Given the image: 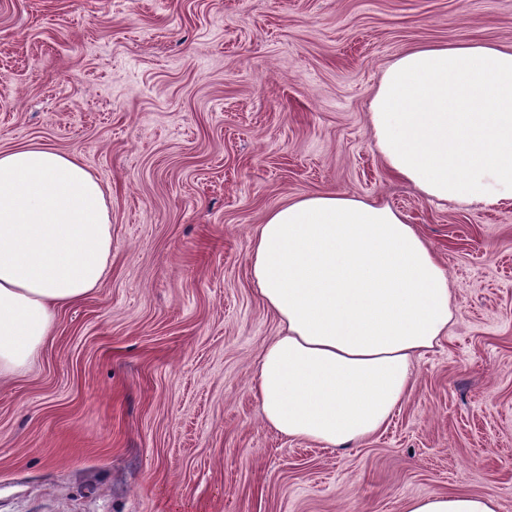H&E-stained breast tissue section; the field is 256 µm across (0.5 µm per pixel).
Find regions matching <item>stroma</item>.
Wrapping results in <instances>:
<instances>
[{"mask_svg": "<svg viewBox=\"0 0 512 512\" xmlns=\"http://www.w3.org/2000/svg\"><path fill=\"white\" fill-rule=\"evenodd\" d=\"M512 46V0H0V149L76 155L112 263L0 380V512H512V205L430 200L377 152L383 69L427 43ZM310 191L406 216L455 296L382 432L293 440L254 394L278 321L247 254ZM405 512H497V504L489 494L434 493L411 499Z\"/></svg>", "mask_w": 512, "mask_h": 512, "instance_id": "35a3bbf8", "label": "stroma"}]
</instances>
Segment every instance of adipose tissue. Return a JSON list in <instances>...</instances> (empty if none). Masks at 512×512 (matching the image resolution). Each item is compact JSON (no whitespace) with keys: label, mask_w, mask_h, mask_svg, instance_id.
Masks as SVG:
<instances>
[{"label":"adipose tissue","mask_w":512,"mask_h":512,"mask_svg":"<svg viewBox=\"0 0 512 512\" xmlns=\"http://www.w3.org/2000/svg\"><path fill=\"white\" fill-rule=\"evenodd\" d=\"M388 169L425 197L512 202V47L430 43L399 54L370 102ZM112 256L103 185L77 156L0 150V379L22 372L60 307L88 297ZM251 281L281 333L254 386L279 434L345 449L383 429L414 385L413 358L447 336L448 275L392 207L303 193L268 212ZM405 512H497L493 496L434 493Z\"/></svg>","instance_id":"ef3b65f1"}]
</instances>
